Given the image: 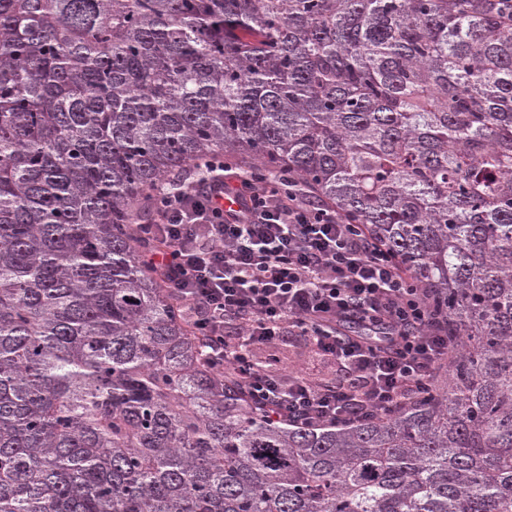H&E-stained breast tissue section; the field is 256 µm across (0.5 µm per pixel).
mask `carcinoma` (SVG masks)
Segmentation results:
<instances>
[{
    "label": "carcinoma",
    "mask_w": 512,
    "mask_h": 512,
    "mask_svg": "<svg viewBox=\"0 0 512 512\" xmlns=\"http://www.w3.org/2000/svg\"><path fill=\"white\" fill-rule=\"evenodd\" d=\"M495 0H0V512H512V27ZM289 171L448 315L445 380L298 428L210 368L135 200Z\"/></svg>",
    "instance_id": "1"
}]
</instances>
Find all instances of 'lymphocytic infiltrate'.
Wrapping results in <instances>:
<instances>
[{
    "label": "lymphocytic infiltrate",
    "instance_id": "f902f5d3",
    "mask_svg": "<svg viewBox=\"0 0 512 512\" xmlns=\"http://www.w3.org/2000/svg\"><path fill=\"white\" fill-rule=\"evenodd\" d=\"M204 179L150 189L142 264L180 305L209 365L274 419L348 427L417 400L454 347L433 293L365 224L311 203L293 177L260 179L222 159ZM238 206L225 208L224 197ZM367 327L349 334L348 324ZM302 338L349 373L324 387L259 365L253 350Z\"/></svg>",
    "mask_w": 512,
    "mask_h": 512
}]
</instances>
